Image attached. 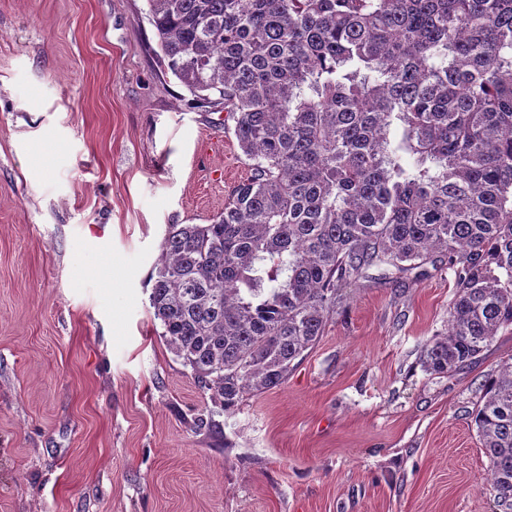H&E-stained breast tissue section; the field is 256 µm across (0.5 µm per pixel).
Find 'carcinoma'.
<instances>
[{
    "mask_svg": "<svg viewBox=\"0 0 512 512\" xmlns=\"http://www.w3.org/2000/svg\"><path fill=\"white\" fill-rule=\"evenodd\" d=\"M160 66L234 122L251 175L170 224L149 297L222 411L283 384L340 290L448 259L451 372L512 325V0H146ZM512 512V362L474 416Z\"/></svg>",
    "mask_w": 512,
    "mask_h": 512,
    "instance_id": "carcinoma-1",
    "label": "carcinoma"
}]
</instances>
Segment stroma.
Segmentation results:
<instances>
[{
  "mask_svg": "<svg viewBox=\"0 0 512 512\" xmlns=\"http://www.w3.org/2000/svg\"><path fill=\"white\" fill-rule=\"evenodd\" d=\"M145 0H0V512H496L472 413L512 360L423 365L446 258L374 267L280 386L216 411L149 295L248 161L163 74ZM209 419L198 427V418Z\"/></svg>",
  "mask_w": 512,
  "mask_h": 512,
  "instance_id": "1",
  "label": "stroma"
}]
</instances>
